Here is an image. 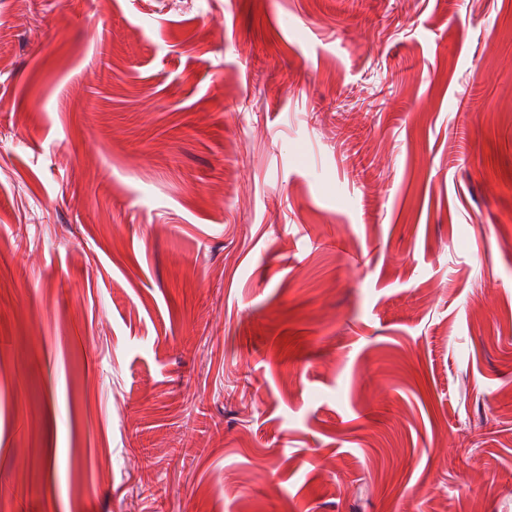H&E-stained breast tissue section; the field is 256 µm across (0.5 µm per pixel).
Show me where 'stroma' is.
Instances as JSON below:
<instances>
[{"label": "stroma", "mask_w": 512, "mask_h": 512, "mask_svg": "<svg viewBox=\"0 0 512 512\" xmlns=\"http://www.w3.org/2000/svg\"><path fill=\"white\" fill-rule=\"evenodd\" d=\"M512 512V0H0V512Z\"/></svg>", "instance_id": "stroma-1"}]
</instances>
